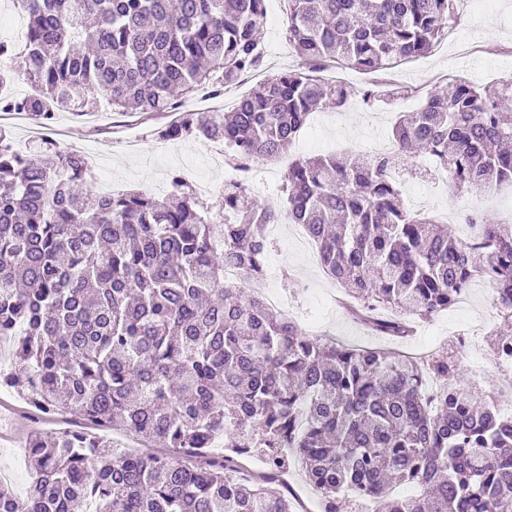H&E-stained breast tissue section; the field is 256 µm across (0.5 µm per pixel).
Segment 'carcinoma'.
I'll return each mask as SVG.
<instances>
[{
  "mask_svg": "<svg viewBox=\"0 0 512 512\" xmlns=\"http://www.w3.org/2000/svg\"><path fill=\"white\" fill-rule=\"evenodd\" d=\"M25 47L0 41V112L50 126L56 113L175 112L264 63L265 0H18ZM285 34L300 64L264 80L231 112H185L163 141L222 140L233 162L288 152L309 116L348 91L317 79L328 63L363 73L431 52L458 0H287ZM37 85L16 98L15 70ZM426 93L392 129L399 157H436L461 189L512 182V77L462 78ZM372 155L300 158L282 192L287 218L315 241L323 271L354 301L353 318L388 345L311 338L241 288L264 276L281 213L244 184L224 185L208 213L175 173L167 195H100L75 151L16 150L0 128V341L12 343L0 388L37 417L27 512H295L276 471L297 461L320 512L350 497L371 512H512V416L442 350L423 361L394 345L458 302L477 279L496 285L504 320L491 350L512 360V224L479 211L460 240L408 210ZM241 273L224 281V266ZM442 383L433 400L427 381ZM135 435L120 448L100 435ZM235 443L218 450L213 441ZM259 448L270 473L243 472ZM413 484L400 498L392 488ZM0 512H19L0 481Z\"/></svg>",
  "mask_w": 512,
  "mask_h": 512,
  "instance_id": "obj_1",
  "label": "carcinoma"
}]
</instances>
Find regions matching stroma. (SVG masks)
Instances as JSON below:
<instances>
[{"mask_svg": "<svg viewBox=\"0 0 512 512\" xmlns=\"http://www.w3.org/2000/svg\"><path fill=\"white\" fill-rule=\"evenodd\" d=\"M266 12L262 74L269 77L296 66L298 59L285 37L284 0H267ZM440 74L461 75L478 84L512 76V0H494L488 12L460 10L458 21L433 52L411 61L404 82L427 91L435 87ZM370 81L369 75L347 71L348 104L315 112L288 151V158L367 152L378 137L389 136L398 113L418 108L420 101L416 98L363 103L361 91ZM169 120L166 113L116 112L103 101L89 116L71 111L57 113L48 138L61 148L94 159L96 167L110 174L116 192L129 188L153 191L175 171L191 184L205 180L221 186L231 181V174L205 154L204 138L178 142L156 139V129ZM434 167L433 159L423 153L404 165V177L398 186L405 207H421L446 216L449 231L459 238L464 235L462 216L468 210H479L494 222L512 220V184L505 182L491 191L472 193L434 179ZM271 290L282 296L284 305L308 333L353 344L368 340L367 329L342 307V288L313 263L310 250L286 232L275 238L266 256L264 277L247 288L251 294ZM495 294L493 282L476 281L467 302L453 305L431 321L418 323L415 335L406 343L407 349L425 353L444 347L453 354L457 348L451 334L465 330L472 338V350L482 364V372L473 375L468 361L460 360L457 384L464 386L473 381L486 392L504 389L512 382V374L499 366L490 350L491 336L501 323L493 304Z\"/></svg>", "mask_w": 512, "mask_h": 512, "instance_id": "obj_1", "label": "stroma"}]
</instances>
